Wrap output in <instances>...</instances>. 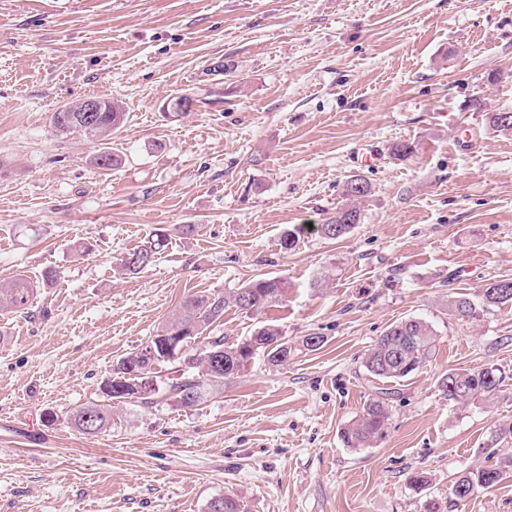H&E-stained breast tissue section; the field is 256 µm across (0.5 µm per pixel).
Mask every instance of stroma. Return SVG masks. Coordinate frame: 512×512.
Returning <instances> with one entry per match:
<instances>
[{"label":"stroma","instance_id":"obj_1","mask_svg":"<svg viewBox=\"0 0 512 512\" xmlns=\"http://www.w3.org/2000/svg\"><path fill=\"white\" fill-rule=\"evenodd\" d=\"M181 95L194 110L169 114ZM86 97L127 112L106 174L96 143L50 124ZM507 107L512 0H0V283L37 286L0 313V512H208L227 494L248 512H512V478L451 495L512 459V310L446 306L512 277V137L486 126ZM399 142L415 152L395 158ZM351 175L371 185L362 222L324 238L312 227ZM159 227L164 251L122 272ZM261 276L287 279L285 303L226 307L225 343L272 323L318 350L256 355L194 407L170 391L184 360L162 362L106 432L71 427L184 298ZM411 317L435 330L432 356L403 380L368 376L375 339ZM485 363L511 376L497 398L441 396L448 370ZM376 396L385 438L344 447ZM512 461L490 467H479L461 474L455 481L451 494L457 503L465 502L482 490H487L503 479L511 477Z\"/></svg>","mask_w":512,"mask_h":512}]
</instances>
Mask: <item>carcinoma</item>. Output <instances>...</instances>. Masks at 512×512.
I'll list each match as a JSON object with an SVG mask.
<instances>
[{"mask_svg":"<svg viewBox=\"0 0 512 512\" xmlns=\"http://www.w3.org/2000/svg\"><path fill=\"white\" fill-rule=\"evenodd\" d=\"M103 111L96 113V122L88 125L74 122L79 102H72L51 113L50 122L61 133L78 132L91 141H102L118 131L125 121L124 106L112 99H101ZM487 128L492 133L512 137V109L487 113ZM94 166L110 171L121 164V156L110 147L101 148L93 157ZM371 192L370 184L353 175L344 182V203L317 231L328 239L349 234L361 223V203ZM168 235L156 229L139 249L122 260V269L138 273L148 267L159 252L166 248ZM36 290L23 275L6 285H0V310L27 309ZM286 284L278 277L258 278L241 286L233 293L222 292L187 297L180 313L144 346L130 352L112 366L103 383L107 398L103 404L90 403L78 409L71 417V425L83 435H97L107 430L111 422L109 402H121L132 396L148 398L151 388L146 386V375L155 363L177 356L194 336H206L208 341L197 354L185 356L197 373L182 377L170 385L181 405L193 407L206 393L224 385V381L238 374L255 355L266 356L273 366H284L294 357L298 347L275 325H263L244 340L225 345L224 337L213 335L224 319V309L234 305L247 313L271 307L281 301ZM492 308H512V279L489 280L470 296L456 293L448 296V312L462 318H476ZM436 334L429 323L420 318H409L391 325L377 337L363 357V367L379 380L396 381L412 375L432 355ZM506 375L494 364L451 369L443 375L438 388L444 399L453 405H464L477 398L492 399L501 393ZM389 420L387 404L379 399L366 402L360 415L346 425L340 434L348 448H372L386 433ZM512 476V461L490 467H479L461 474L451 494L458 503L467 501L476 493L487 490Z\"/></svg>","mask_w":512,"mask_h":512,"instance_id":"obj_1","label":"carcinoma"}]
</instances>
